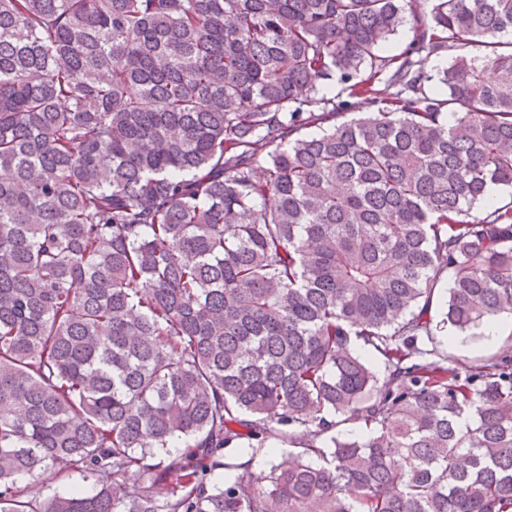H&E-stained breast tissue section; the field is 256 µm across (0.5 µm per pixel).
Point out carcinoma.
Instances as JSON below:
<instances>
[{
    "mask_svg": "<svg viewBox=\"0 0 512 512\" xmlns=\"http://www.w3.org/2000/svg\"><path fill=\"white\" fill-rule=\"evenodd\" d=\"M429 2L0 0V512H512V0ZM413 24L414 21L412 16L407 14L405 22L398 29V32L389 39V41L383 47V52L381 54L388 56L400 53L412 38ZM335 95L336 102L339 100L348 101V105H346L341 111L344 113L340 115L339 120H347L358 116L359 112H371L375 108L372 104H369V101L364 100L363 98H349L346 92H342L341 86L338 84H336V87L330 91L328 97H333ZM502 323L505 328L503 334L497 342H495L500 336L498 323ZM489 323L484 327V336L486 342H495L493 344H485L483 342L482 326L478 329L473 330L474 336H467L470 344L468 347H464L466 343L465 336H454L452 343L459 348H456L448 343V336H445L446 332L440 333L442 335L437 336L441 342L440 349L448 354L450 361H462L471 363L479 359L490 357L502 353L507 349H512V330L510 326L512 324V315L503 314L498 320ZM509 326V328H508ZM276 447L272 448L270 451L264 452L263 454L258 456L260 460L256 463L255 466H252L254 469H263L270 467L271 464L277 465L282 462H288L294 459L295 454L298 452V447H294L293 444H284V443H276ZM28 481H22L20 486L23 488L26 486ZM29 484V483H28ZM38 486L39 495L37 497L44 498L53 493H65L70 490H84L91 491L93 489V485L91 481H86L82 478L79 473H72L69 475H58L51 479L49 482L44 484H29Z\"/></svg>",
    "mask_w": 512,
    "mask_h": 512,
    "instance_id": "obj_1",
    "label": "carcinoma"
}]
</instances>
